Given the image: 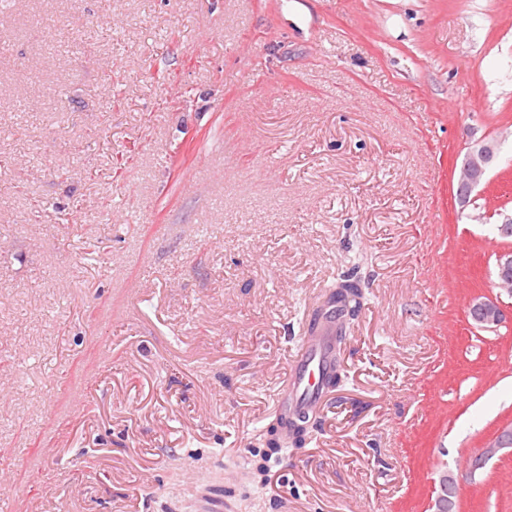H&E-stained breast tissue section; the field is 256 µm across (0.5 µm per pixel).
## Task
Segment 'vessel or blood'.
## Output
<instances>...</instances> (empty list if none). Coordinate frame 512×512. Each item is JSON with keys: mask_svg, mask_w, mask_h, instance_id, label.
<instances>
[{"mask_svg": "<svg viewBox=\"0 0 512 512\" xmlns=\"http://www.w3.org/2000/svg\"><path fill=\"white\" fill-rule=\"evenodd\" d=\"M336 359V319L328 317L319 336L303 335L294 360V372L277 392L276 413L283 430L322 404L323 378Z\"/></svg>", "mask_w": 512, "mask_h": 512, "instance_id": "obj_1", "label": "vessel or blood"}]
</instances>
